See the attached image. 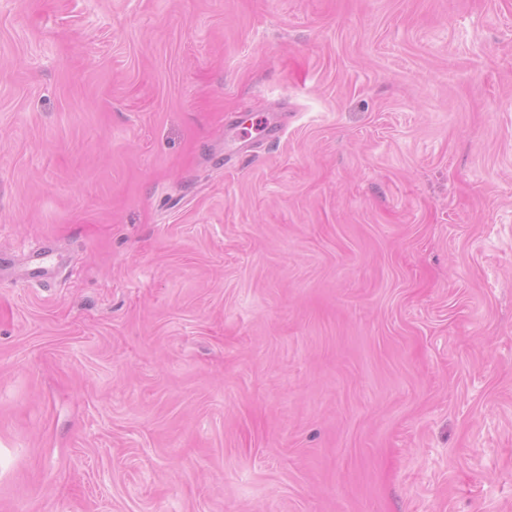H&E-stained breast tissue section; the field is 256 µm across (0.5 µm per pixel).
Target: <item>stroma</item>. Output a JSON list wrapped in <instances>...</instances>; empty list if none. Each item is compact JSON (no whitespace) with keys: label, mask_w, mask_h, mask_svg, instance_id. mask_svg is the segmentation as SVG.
Instances as JSON below:
<instances>
[{"label":"stroma","mask_w":512,"mask_h":512,"mask_svg":"<svg viewBox=\"0 0 512 512\" xmlns=\"http://www.w3.org/2000/svg\"><path fill=\"white\" fill-rule=\"evenodd\" d=\"M0 512H512V0H0Z\"/></svg>","instance_id":"obj_1"}]
</instances>
